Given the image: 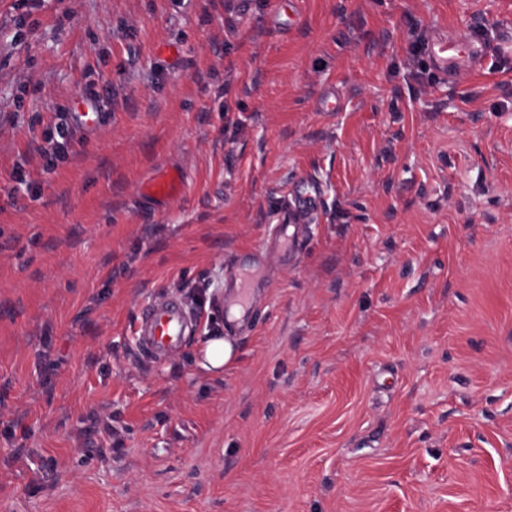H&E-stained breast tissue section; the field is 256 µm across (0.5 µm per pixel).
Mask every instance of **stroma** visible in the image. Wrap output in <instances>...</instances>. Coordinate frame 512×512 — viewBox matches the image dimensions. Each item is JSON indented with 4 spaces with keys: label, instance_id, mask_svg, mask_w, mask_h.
<instances>
[{
    "label": "stroma",
    "instance_id": "1",
    "mask_svg": "<svg viewBox=\"0 0 512 512\" xmlns=\"http://www.w3.org/2000/svg\"><path fill=\"white\" fill-rule=\"evenodd\" d=\"M464 31L483 73L410 52ZM156 293L237 360L141 356ZM0 512H512V0H0ZM78 112H71V128L84 139H90L101 126L104 113L96 97L80 95L75 97ZM185 181L180 171L168 169L157 174L140 186L139 198L142 202L151 201L166 205L184 194ZM318 198V188L312 185L305 196L297 198L290 207L286 205L280 210L273 237L264 238L256 249L259 259L265 263L271 259L282 262L288 259V254L302 249L304 242L299 236L298 228L308 212L315 208Z\"/></svg>",
    "mask_w": 512,
    "mask_h": 512
}]
</instances>
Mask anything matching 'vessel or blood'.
<instances>
[{
	"label": "vessel or blood",
	"instance_id": "b4317fda",
	"mask_svg": "<svg viewBox=\"0 0 512 512\" xmlns=\"http://www.w3.org/2000/svg\"><path fill=\"white\" fill-rule=\"evenodd\" d=\"M430 55L436 70L444 77L454 78L452 62L466 57L472 71H482L487 61L486 49L476 46L468 35L438 38L430 45ZM76 110L71 113V127L82 138L95 135L104 114L97 98L80 95L75 99ZM185 181L180 171L169 169L143 182L139 198L144 202L165 205L181 197ZM319 198L318 189H311L291 205L283 207L275 224L273 237L263 239L256 252L262 261L286 260L290 253L299 251L303 241L298 228L305 216L313 210ZM197 333V319L178 299L168 295L154 296L143 308L135 321V339L140 352L152 359L167 357Z\"/></svg>",
	"mask_w": 512,
	"mask_h": 512
}]
</instances>
